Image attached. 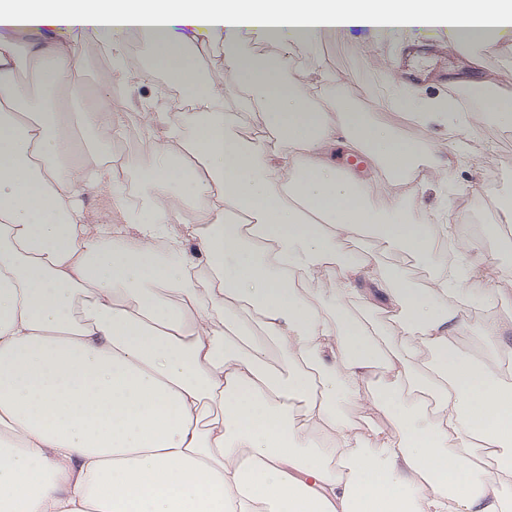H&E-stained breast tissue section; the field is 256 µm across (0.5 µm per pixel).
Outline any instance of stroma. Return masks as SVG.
Here are the masks:
<instances>
[{
	"label": "stroma",
	"mask_w": 512,
	"mask_h": 512,
	"mask_svg": "<svg viewBox=\"0 0 512 512\" xmlns=\"http://www.w3.org/2000/svg\"><path fill=\"white\" fill-rule=\"evenodd\" d=\"M172 34L187 51L197 53L198 77H206L224 55L223 35L205 38L195 28L179 24L173 27ZM446 40L444 30L439 28H417L394 37H380L363 29L328 33L321 40L295 47L286 72L294 74L306 65L324 70L329 78L316 88L318 106L349 103L354 111L372 113L396 133L417 139L424 158L449 159L447 181L419 192L410 209L415 216L436 211L447 217L450 228L455 229L475 203L483 202L488 181L499 180L502 194L512 195V130L498 123L488 105L498 94H512V48H505L500 42H477L451 52L446 48ZM370 43L376 45L377 52L373 60L367 61L361 48ZM126 44L129 55L135 56L140 68L151 73L147 84L132 91V98L147 100L157 97L162 90L179 89L178 81L154 69L151 33L139 31L128 35ZM95 46V39L89 35L80 43L77 68L87 92L71 105V113L88 111L98 98L107 94L99 82ZM464 68L472 70L475 82L470 89L484 107L479 112V122L458 143L452 142L445 126L424 128L409 124L405 113L387 108L374 89L376 82L381 81L406 95L444 101L450 90L458 86L454 73ZM486 74L494 76V84L483 83ZM476 262L488 268V277L472 274ZM455 266L459 271V287L474 296L476 306L495 310L499 321L507 323L506 342L512 346V292L503 295L494 292L499 280H512V228L504 230L500 240L477 245L468 258H456Z\"/></svg>",
	"instance_id": "obj_1"
}]
</instances>
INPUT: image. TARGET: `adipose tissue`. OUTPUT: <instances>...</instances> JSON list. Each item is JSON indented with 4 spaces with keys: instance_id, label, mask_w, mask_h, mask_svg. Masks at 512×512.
<instances>
[{
    "instance_id": "adipose-tissue-1",
    "label": "adipose tissue",
    "mask_w": 512,
    "mask_h": 512,
    "mask_svg": "<svg viewBox=\"0 0 512 512\" xmlns=\"http://www.w3.org/2000/svg\"><path fill=\"white\" fill-rule=\"evenodd\" d=\"M176 17L224 34L207 80L168 35ZM0 26L70 35L35 51L56 69L36 97L16 80L23 48L0 37V512H512V489L480 467L512 472L504 325L482 328L498 352L487 368L451 343L468 294L443 273L412 287L380 261L432 256L448 227L436 213L411 223L407 203L447 166L350 104L334 119L316 110V69L280 76L295 45L350 28L438 26L452 49L508 43L512 0H0ZM134 27L153 33L156 65L196 109L142 110L155 163L131 210L111 156L135 131L123 109L82 114L93 140L74 159L55 106L82 94L86 33L116 62L103 85L135 86ZM245 31L284 55L240 53ZM228 82L243 91L235 112ZM398 107L452 136L478 120L414 96ZM252 108L268 136H240ZM340 147L365 156L366 174L336 170ZM381 173L407 185L405 204L375 207ZM89 191L108 213L85 209ZM332 270L330 295L308 287ZM375 306L403 344L370 336L356 311ZM269 340L287 372L268 366ZM345 405L384 414L392 431L356 432Z\"/></svg>"
}]
</instances>
